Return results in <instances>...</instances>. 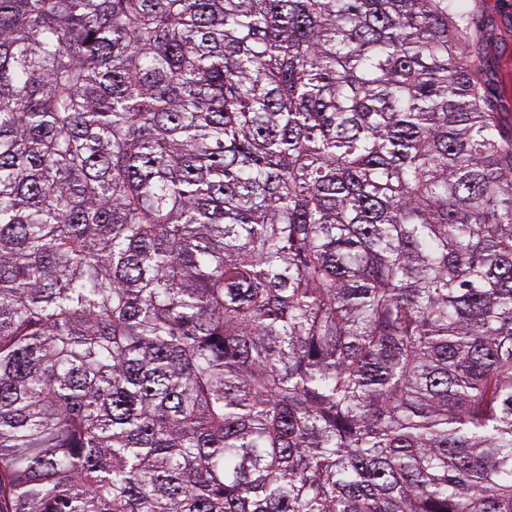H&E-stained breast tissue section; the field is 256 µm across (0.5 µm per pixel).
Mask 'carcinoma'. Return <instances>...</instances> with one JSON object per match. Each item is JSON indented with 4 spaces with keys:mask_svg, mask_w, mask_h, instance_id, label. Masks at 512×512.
Returning a JSON list of instances; mask_svg holds the SVG:
<instances>
[{
    "mask_svg": "<svg viewBox=\"0 0 512 512\" xmlns=\"http://www.w3.org/2000/svg\"><path fill=\"white\" fill-rule=\"evenodd\" d=\"M459 0H0V512H512V122Z\"/></svg>",
    "mask_w": 512,
    "mask_h": 512,
    "instance_id": "carcinoma-1",
    "label": "carcinoma"
}]
</instances>
